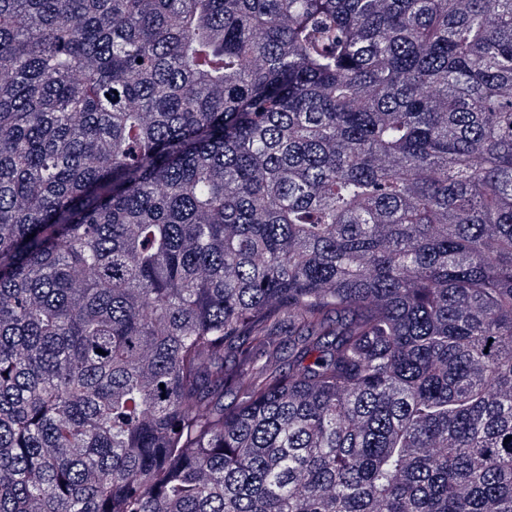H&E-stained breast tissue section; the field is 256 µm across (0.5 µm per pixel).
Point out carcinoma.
<instances>
[{
    "instance_id": "carcinoma-1",
    "label": "carcinoma",
    "mask_w": 512,
    "mask_h": 512,
    "mask_svg": "<svg viewBox=\"0 0 512 512\" xmlns=\"http://www.w3.org/2000/svg\"><path fill=\"white\" fill-rule=\"evenodd\" d=\"M511 435L512 0H0V512H512Z\"/></svg>"
}]
</instances>
